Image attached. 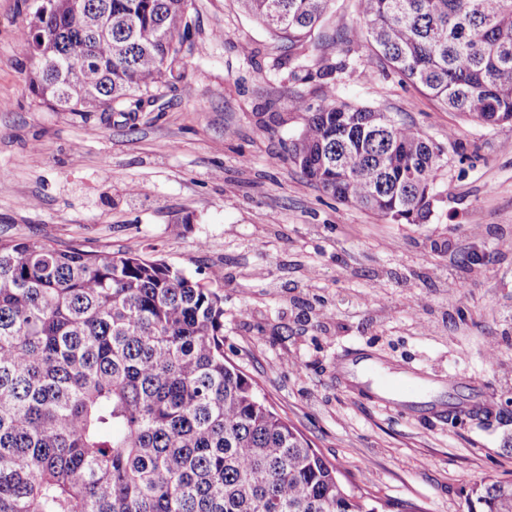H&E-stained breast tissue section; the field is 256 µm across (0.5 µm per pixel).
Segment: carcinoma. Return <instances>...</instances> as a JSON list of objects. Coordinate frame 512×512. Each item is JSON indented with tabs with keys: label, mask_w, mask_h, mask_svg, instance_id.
<instances>
[{
	"label": "carcinoma",
	"mask_w": 512,
	"mask_h": 512,
	"mask_svg": "<svg viewBox=\"0 0 512 512\" xmlns=\"http://www.w3.org/2000/svg\"><path fill=\"white\" fill-rule=\"evenodd\" d=\"M29 84L64 112H136L189 0H36ZM295 58L331 0H235ZM372 54L441 105L512 124V0H358ZM285 158L324 193L424 224L443 151L336 99ZM512 512V482L466 496ZM0 512H385L346 489L224 357V297L161 259L0 240Z\"/></svg>",
	"instance_id": "carcinoma-1"
}]
</instances>
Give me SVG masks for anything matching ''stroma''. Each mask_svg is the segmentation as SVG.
I'll return each mask as SVG.
<instances>
[{"instance_id": "stroma-1", "label": "stroma", "mask_w": 512, "mask_h": 512, "mask_svg": "<svg viewBox=\"0 0 512 512\" xmlns=\"http://www.w3.org/2000/svg\"><path fill=\"white\" fill-rule=\"evenodd\" d=\"M33 3L0 0V240L221 270L226 358L347 489L467 512L471 487L512 480V124L441 107L362 40L296 65L233 0H191L180 76L142 111L63 112L29 87ZM329 84L441 146L427 223L341 203L284 161L305 119L289 96L315 108ZM364 358L427 392L341 373Z\"/></svg>"}]
</instances>
